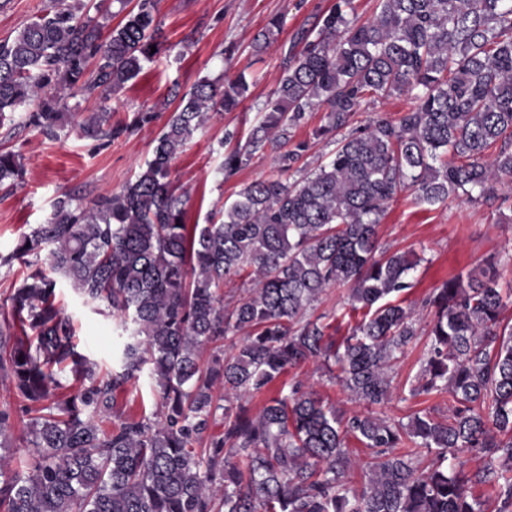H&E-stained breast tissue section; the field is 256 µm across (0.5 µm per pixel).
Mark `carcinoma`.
Segmentation results:
<instances>
[{
    "mask_svg": "<svg viewBox=\"0 0 512 512\" xmlns=\"http://www.w3.org/2000/svg\"><path fill=\"white\" fill-rule=\"evenodd\" d=\"M115 2L123 17L113 28L109 0H46L0 39V127L19 112L25 128L56 141L68 134L69 99L107 101L167 50L158 0ZM349 5L336 0L281 44L261 120L218 169L229 178L272 144L283 149L279 176L248 184L210 223H187L174 162L208 113L236 109L250 88L243 74L203 76L119 191L60 193L45 222L0 255V265L47 260L27 262L13 322L0 327V374L35 413L29 460L16 470L11 415L0 410V512H481L480 484L498 512H512V325L503 323L512 287H500L494 262L453 276L422 300L421 319L402 295L422 258L376 257L378 226L399 195L487 201L512 182V0H377L364 21ZM283 27L272 18L254 51L278 43ZM394 94L410 99L396 118L356 120ZM319 110L313 139L348 133L290 180L309 149L293 133ZM157 117L114 125L102 106L77 126L104 146ZM22 175L21 155L1 148L0 187ZM236 277L251 288L226 303L224 283ZM62 284L107 304L126 333L103 375L73 342ZM333 288L346 291L340 337L330 315H306ZM420 339L405 397L394 366ZM205 345L215 349L207 361ZM307 362L367 412L346 416L302 381H281ZM145 372L154 420L123 419L117 396L136 398ZM278 382L257 414L242 404ZM443 393L448 415L419 410L403 422L372 411ZM464 452L484 455L483 467L468 470Z\"/></svg>",
    "mask_w": 512,
    "mask_h": 512,
    "instance_id": "obj_1",
    "label": "carcinoma"
}]
</instances>
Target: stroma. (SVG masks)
Instances as JSON below:
<instances>
[{
    "label": "stroma",
    "mask_w": 512,
    "mask_h": 512,
    "mask_svg": "<svg viewBox=\"0 0 512 512\" xmlns=\"http://www.w3.org/2000/svg\"><path fill=\"white\" fill-rule=\"evenodd\" d=\"M335 0H159L158 18L167 51L145 64L136 80L111 99L113 120H131L134 113L157 108L158 119L106 148L77 134L50 142L23 132L8 136L0 129V147L19 152L25 177L12 190L0 188V254L12 251L17 239L42 223L54 198L63 191L97 196L119 191L151 155L176 103L175 92H187L206 75L228 78L246 74L248 97L234 111L212 115L179 154L175 183L191 194L188 221L206 223L210 211L233 201L252 181L277 172L278 151L265 147L254 153L230 179L218 173L228 148L225 130L245 145L259 112L282 67L278 47L257 55L252 41L267 22L284 16V37L327 11ZM381 251L414 250L422 258L414 273L410 302L420 300L451 276L467 273L484 260L512 252V184L498 186L497 197L472 203L449 198L447 204L415 203L408 195L390 204L378 228ZM71 319L81 352L109 370L121 340L117 323L102 307L87 305L70 288L59 296Z\"/></svg>",
    "instance_id": "1"
}]
</instances>
